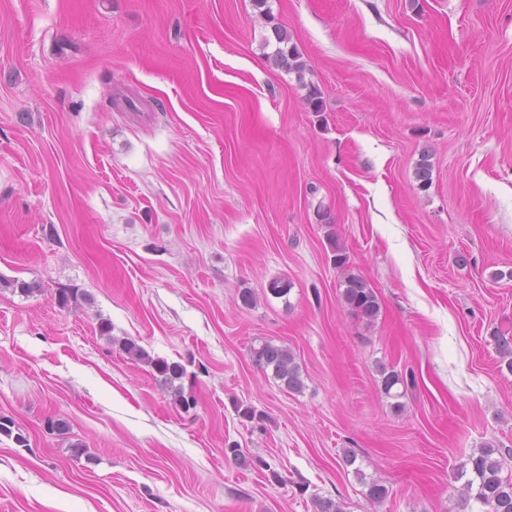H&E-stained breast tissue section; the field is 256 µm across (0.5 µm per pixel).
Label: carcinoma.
<instances>
[{
	"label": "carcinoma",
	"mask_w": 512,
	"mask_h": 512,
	"mask_svg": "<svg viewBox=\"0 0 512 512\" xmlns=\"http://www.w3.org/2000/svg\"><path fill=\"white\" fill-rule=\"evenodd\" d=\"M274 37L279 43L275 51L276 62L296 72L303 70L300 53L289 44L288 35L280 27H274ZM343 300L357 315L368 320L377 317L380 311L378 297L374 290L361 277L349 274L344 281ZM120 350L133 360L149 364L160 382L173 394L177 403L185 410L196 406L192 394L184 392L182 380L187 369L179 361L154 358L135 340L122 338L117 340ZM255 366L262 372L272 370V376L289 391H299L303 387L301 370L293 353L285 346L264 340L251 350ZM381 386L390 393L397 385L405 384L404 377L394 368L382 367ZM505 457L492 446L479 448L469 454L458 467V478H466L460 489L459 499L463 508L478 507V512H512V474L502 476Z\"/></svg>",
	"instance_id": "carcinoma-1"
}]
</instances>
